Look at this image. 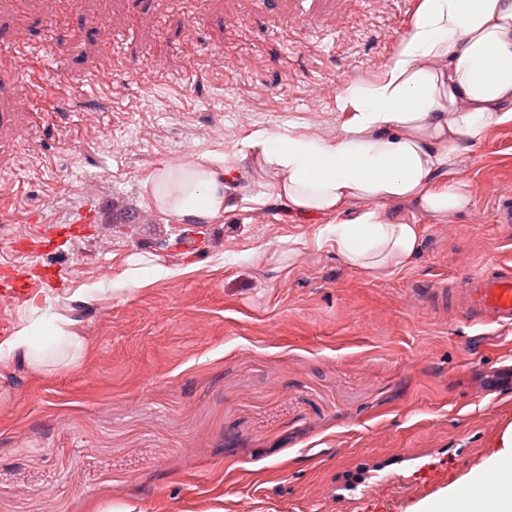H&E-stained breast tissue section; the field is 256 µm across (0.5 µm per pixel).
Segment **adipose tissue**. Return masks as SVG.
Instances as JSON below:
<instances>
[{"mask_svg": "<svg viewBox=\"0 0 512 512\" xmlns=\"http://www.w3.org/2000/svg\"><path fill=\"white\" fill-rule=\"evenodd\" d=\"M338 100L352 117L336 135L258 130L248 147L290 213L336 216L326 231L337 257L378 276L410 264L423 245L421 225L391 204L436 218L473 204L459 161L493 128L512 123V0H419L382 77L346 85ZM145 188L162 213L179 219L225 211L224 167L209 153L163 168ZM84 350L76 321L32 314L0 340V379L20 368L56 372Z\"/></svg>", "mask_w": 512, "mask_h": 512, "instance_id": "ef3b65f1", "label": "adipose tissue"}]
</instances>
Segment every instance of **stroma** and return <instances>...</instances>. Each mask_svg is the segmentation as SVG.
<instances>
[{
	"instance_id": "stroma-1",
	"label": "stroma",
	"mask_w": 512,
	"mask_h": 512,
	"mask_svg": "<svg viewBox=\"0 0 512 512\" xmlns=\"http://www.w3.org/2000/svg\"><path fill=\"white\" fill-rule=\"evenodd\" d=\"M0 0V263L65 267L20 305L77 320L70 369L0 380V512H341V487L413 457L457 467L432 498L389 483L370 512H431L512 460V326H473L441 290L512 260V124L469 152L472 207L415 211L421 253L346 267L257 174L259 129L331 136L338 93L376 82L419 0ZM105 27H96L97 19ZM56 48L41 56L42 44ZM102 86L97 101L83 92ZM41 95H34V87ZM222 155L226 210L159 212L144 184ZM75 232L26 256L32 226ZM168 269L84 300L133 259Z\"/></svg>"
}]
</instances>
